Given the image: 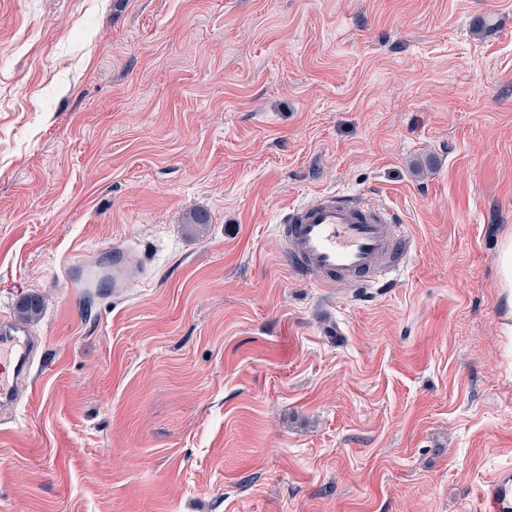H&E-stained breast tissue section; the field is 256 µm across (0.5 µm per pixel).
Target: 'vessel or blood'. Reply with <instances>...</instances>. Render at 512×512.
Wrapping results in <instances>:
<instances>
[{
	"label": "vessel or blood",
	"mask_w": 512,
	"mask_h": 512,
	"mask_svg": "<svg viewBox=\"0 0 512 512\" xmlns=\"http://www.w3.org/2000/svg\"><path fill=\"white\" fill-rule=\"evenodd\" d=\"M293 269L319 283L373 288L395 280L413 242L396 213L364 196L326 193L290 207L279 228ZM113 285L143 277L144 271L129 250H112V270L98 262L82 261L66 267L71 288L87 293L100 288L104 276ZM34 344L28 329L0 320V405L13 406L22 377L31 370ZM483 512H512V473L505 471L481 491Z\"/></svg>",
	"instance_id": "b4317fda"
}]
</instances>
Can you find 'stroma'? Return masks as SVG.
<instances>
[{"label": "stroma", "instance_id": "35a3bbf8", "mask_svg": "<svg viewBox=\"0 0 512 512\" xmlns=\"http://www.w3.org/2000/svg\"><path fill=\"white\" fill-rule=\"evenodd\" d=\"M324 191L400 212L392 287L289 269ZM509 228L512 0H0V512H481ZM116 245L148 280L68 287ZM105 275V271L96 261H82L65 268V277L70 288L81 293H88L100 288ZM30 332L20 324L1 317L0 399L2 407L15 404L18 381L30 374L34 343Z\"/></svg>", "mask_w": 512, "mask_h": 512}]
</instances>
